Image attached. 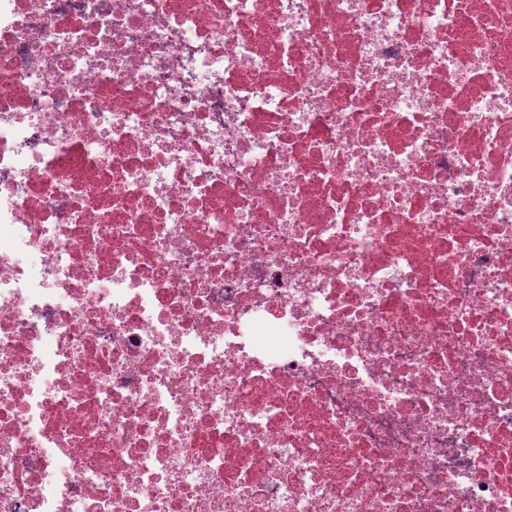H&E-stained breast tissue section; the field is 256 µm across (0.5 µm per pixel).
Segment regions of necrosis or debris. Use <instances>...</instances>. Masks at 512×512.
Returning <instances> with one entry per match:
<instances>
[{"instance_id":"4bbe7bcc","label":"necrosis or debris","mask_w":512,"mask_h":512,"mask_svg":"<svg viewBox=\"0 0 512 512\" xmlns=\"http://www.w3.org/2000/svg\"><path fill=\"white\" fill-rule=\"evenodd\" d=\"M0 512H512V0H0Z\"/></svg>"}]
</instances>
